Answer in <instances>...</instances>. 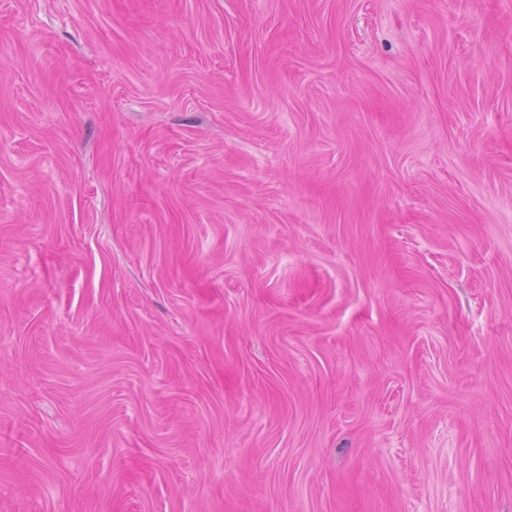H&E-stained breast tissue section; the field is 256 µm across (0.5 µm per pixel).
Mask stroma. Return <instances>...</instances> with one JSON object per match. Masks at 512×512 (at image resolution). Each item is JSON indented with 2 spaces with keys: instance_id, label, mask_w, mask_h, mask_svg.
<instances>
[{
  "instance_id": "35a3bbf8",
  "label": "stroma",
  "mask_w": 512,
  "mask_h": 512,
  "mask_svg": "<svg viewBox=\"0 0 512 512\" xmlns=\"http://www.w3.org/2000/svg\"><path fill=\"white\" fill-rule=\"evenodd\" d=\"M0 512H512V0H0Z\"/></svg>"
}]
</instances>
